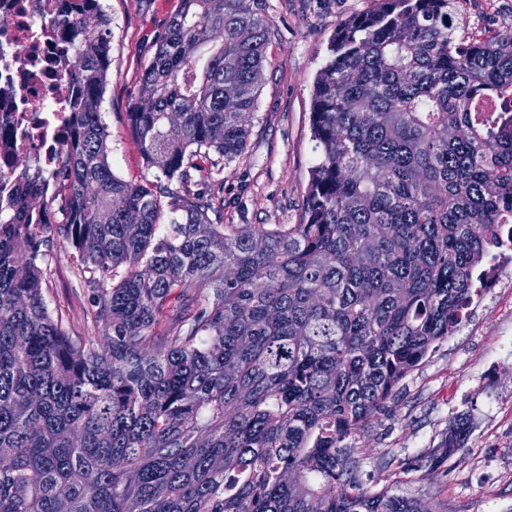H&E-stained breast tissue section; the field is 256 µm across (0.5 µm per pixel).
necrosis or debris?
Segmentation results:
<instances>
[{
    "label": "necrosis or debris",
    "instance_id": "1",
    "mask_svg": "<svg viewBox=\"0 0 512 512\" xmlns=\"http://www.w3.org/2000/svg\"><path fill=\"white\" fill-rule=\"evenodd\" d=\"M62 0H0V165L25 155L51 170L64 144L63 120L76 91L68 62L52 53L51 14Z\"/></svg>",
    "mask_w": 512,
    "mask_h": 512
}]
</instances>
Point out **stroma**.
<instances>
[{"label":"stroma","mask_w":512,"mask_h":512,"mask_svg":"<svg viewBox=\"0 0 512 512\" xmlns=\"http://www.w3.org/2000/svg\"><path fill=\"white\" fill-rule=\"evenodd\" d=\"M101 2L111 32L102 111L112 171L130 182L151 181L156 171L142 156L128 112L178 0ZM375 6L376 0H266L270 41L247 148L233 162L204 164L182 188L207 195L214 222L298 223L318 156L309 123L313 83L337 30ZM459 10L456 36L466 45L512 27V0H461ZM47 263L50 309L71 334L94 335L74 248L55 241ZM505 332H512V290L499 288L348 438L363 487L430 502L437 512H512V360L498 354ZM459 414L472 419V443L449 460L447 474L405 471L403 462L426 456Z\"/></svg>","instance_id":"stroma-1"}]
</instances>
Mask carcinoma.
<instances>
[{
	"mask_svg": "<svg viewBox=\"0 0 512 512\" xmlns=\"http://www.w3.org/2000/svg\"><path fill=\"white\" fill-rule=\"evenodd\" d=\"M69 2L51 19L78 81L55 174L0 166V512H431L363 488L345 440L487 287L512 106L477 105L512 88V29L461 48L460 0H378L316 77L300 221L215 224L161 182L244 153L264 0H179L129 112L154 184L112 172L109 20ZM52 236L76 250L99 342L48 307ZM472 430L456 416L406 470L448 472Z\"/></svg>",
	"mask_w": 512,
	"mask_h": 512,
	"instance_id": "obj_1",
	"label": "carcinoma"
}]
</instances>
